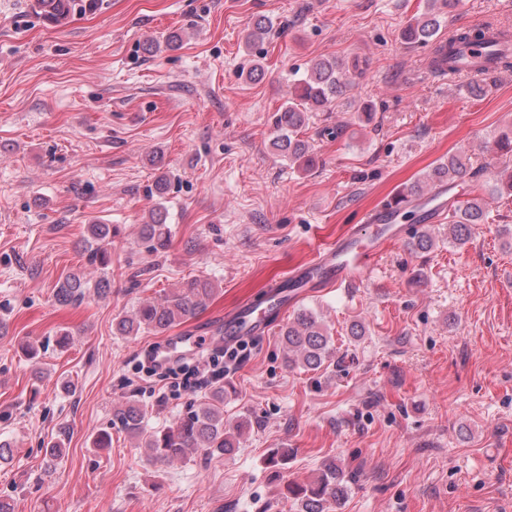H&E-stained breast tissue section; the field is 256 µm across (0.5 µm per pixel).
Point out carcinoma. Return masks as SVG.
Segmentation results:
<instances>
[{
    "mask_svg": "<svg viewBox=\"0 0 512 512\" xmlns=\"http://www.w3.org/2000/svg\"><path fill=\"white\" fill-rule=\"evenodd\" d=\"M76 0H36L42 14L51 22L68 18ZM460 0H424L423 11L412 16L401 31V38L408 44L433 49V63H455L462 44L490 41L488 31H457L448 41H440L442 20L458 7ZM270 31L266 20H258L244 35L248 49L263 42ZM509 58L494 60V67L480 73V82L473 89L480 90L484 84L496 82L498 69L506 67ZM362 74V65L348 66L336 56L321 58L313 62L304 77L288 86V100L277 110L274 124L277 136L272 146L288 161L307 172L314 168L315 157L310 153L309 144L300 133L307 125L309 113L328 110L353 77ZM491 148L501 157L512 158V128L501 131L493 140ZM471 174L468 158L463 154L448 156V160L433 166L424 176V181H415L398 192V196L411 195L416 198L435 185L446 184L448 188ZM491 193L501 198H512V171L500 172L491 187ZM488 220L483 194L473 189L466 204L448 212V235L459 245L465 244L471 227ZM88 241L83 252L85 264L106 270L112 264V235L116 229L110 224H90L86 229ZM142 235L147 249L153 253L165 251L173 233L166 224L162 207L152 213L151 223L142 226ZM107 280L95 284L72 273L56 289V299L62 305L82 300L87 288L103 293ZM219 289L208 280L191 279L178 291L159 301H145L129 313L115 318L113 331L119 336H138L143 332L165 333L175 326L188 322L205 311ZM285 363L297 366L307 372H317L333 353L332 336L327 326L307 309L299 310L293 319L279 331ZM146 411L135 399H128L117 406L112 413V426L128 433L138 441V446L147 449L154 462L183 460L190 454L203 450L212 456L230 454L240 444L243 430L248 421L241 420L231 428L224 425V386L214 387L207 400L174 418L168 425L149 429L145 424ZM344 471L330 462L321 474L306 484L287 485V494L295 500L301 512H331L339 497L344 493Z\"/></svg>",
    "mask_w": 512,
    "mask_h": 512,
    "instance_id": "1",
    "label": "carcinoma"
}]
</instances>
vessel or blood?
Masks as SVG:
<instances>
[{
    "instance_id": "b4317fda",
    "label": "vessel or blood",
    "mask_w": 512,
    "mask_h": 512,
    "mask_svg": "<svg viewBox=\"0 0 512 512\" xmlns=\"http://www.w3.org/2000/svg\"><path fill=\"white\" fill-rule=\"evenodd\" d=\"M486 51L483 45L462 47L460 70L475 72L482 66ZM364 222L366 235H351L332 243L310 264L296 270L288 283L271 286L265 305L248 303L227 312L224 316L225 341L266 334L280 312L311 289L359 282L374 270L382 243L400 241L407 234L406 227L387 220L381 209L367 212Z\"/></svg>"
}]
</instances>
